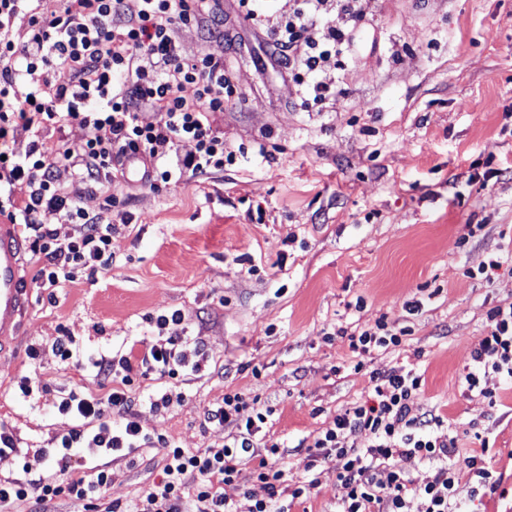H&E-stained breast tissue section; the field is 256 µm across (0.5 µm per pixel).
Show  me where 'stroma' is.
<instances>
[{"mask_svg": "<svg viewBox=\"0 0 512 512\" xmlns=\"http://www.w3.org/2000/svg\"><path fill=\"white\" fill-rule=\"evenodd\" d=\"M361 8L351 51L325 65L338 92L319 111L301 108L302 86L237 0H224L223 37L177 31L184 56L224 57L238 95L214 124L236 161L158 192L133 176L114 182L121 203L109 270L41 287L31 232L15 225L31 306L14 357L0 361V422L16 440L15 451L0 453V479L22 477L25 456L53 471V445L75 424L60 401L109 389L89 359L163 342L154 316L180 310L184 348L202 346V368L176 379L154 372L132 387L151 434L192 450L222 445L235 429L209 424L207 412L230 391L255 397L273 410L255 445L279 441L290 480L303 481L299 442L365 401L370 371L413 368L424 378L421 409L447 419L460 456L487 453L509 492L472 500L463 469L458 508L512 512V382L490 379L493 408L462 386L489 310L512 301V0H361ZM475 162L496 171L486 187L467 182ZM493 258L501 266L488 279L479 269ZM381 318L408 329L407 340L355 370L347 337ZM63 332L74 350L68 364L51 346ZM26 377L28 394L19 389ZM162 393L170 403L155 407ZM474 427L488 447L471 437ZM99 461L112 474L107 499L124 504L163 476L159 449L147 466L116 454ZM318 477L292 512H337L342 486L329 468Z\"/></svg>", "mask_w": 512, "mask_h": 512, "instance_id": "1", "label": "stroma"}]
</instances>
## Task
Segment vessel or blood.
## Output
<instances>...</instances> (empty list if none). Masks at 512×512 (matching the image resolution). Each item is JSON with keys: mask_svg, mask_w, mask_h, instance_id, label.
<instances>
[{"mask_svg": "<svg viewBox=\"0 0 512 512\" xmlns=\"http://www.w3.org/2000/svg\"><path fill=\"white\" fill-rule=\"evenodd\" d=\"M21 257L12 227L0 224V357L15 349L29 295L21 284Z\"/></svg>", "mask_w": 512, "mask_h": 512, "instance_id": "obj_1", "label": "vessel or blood"}]
</instances>
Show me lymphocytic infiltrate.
Listing matches in <instances>:
<instances>
[{
    "mask_svg": "<svg viewBox=\"0 0 512 512\" xmlns=\"http://www.w3.org/2000/svg\"><path fill=\"white\" fill-rule=\"evenodd\" d=\"M64 0L59 9L45 10L42 0H0V216L33 229L29 240L33 279L49 288L74 282L85 270L112 265L111 212L118 203L108 192L126 160L139 163L142 180L154 190L180 181L185 174L201 176L234 164L236 156L224 146V135L211 120L223 111L232 90L224 76L223 56L206 52L183 57L176 41L181 28L220 25L224 0ZM257 0H238L245 16L263 30L271 46L288 63L293 80L306 86L313 103L336 95V80L325 64L341 55L351 33L362 21L359 0H291L288 10L265 14ZM26 84L25 96L16 87ZM195 89L185 98V86ZM161 112L158 122H142L139 111ZM78 123L87 134L76 146H48L46 130L63 131ZM30 133L25 154L12 144L18 132ZM191 150L182 163L170 154L181 144ZM71 175L69 184L56 178L58 168ZM27 194L13 195L15 184ZM106 191L100 211H88L84 193ZM76 225V233L59 237L52 221ZM185 315L176 310L158 316L156 327L165 343L143 353L100 356L92 362L97 376L110 382L102 398L72 396L61 408L72 414L75 427L59 442L57 471L43 474L38 463L24 462V478L0 483V512L35 501L49 512L62 497L82 503L88 512H231L224 486L249 476L256 490L252 512H289L304 503L311 484H288L285 450L269 441L264 453L254 450V436L272 416V408L250 405L240 393H225L208 423L231 425L232 440L217 448L190 450L139 424L129 391L138 378L156 372L171 379L187 368L199 369L183 348ZM486 336L472 349V366L462 379L465 391L496 406L489 375L512 380V302L488 313ZM404 330L377 320L373 327L350 336L349 348L363 357L380 348L398 347ZM374 396L336 415L332 425L308 445L309 469L332 462L336 481L345 490L340 512H406L409 500H419L420 512H453L456 473L467 469L472 498L494 497L502 482L485 455L458 454V438L443 417L418 410L422 377L413 369L374 372L369 376ZM368 435L362 448L350 444L352 435ZM75 448H104L130 452L147 461L161 449L163 477L144 501L131 508L106 501L112 478L98 465L92 475L72 464ZM430 462L433 475L422 484L410 477V465ZM250 473H243V464ZM287 505H280V497Z\"/></svg>",
    "mask_w": 512,
    "mask_h": 512,
    "instance_id": "obj_1",
    "label": "lymphocytic infiltrate"
}]
</instances>
